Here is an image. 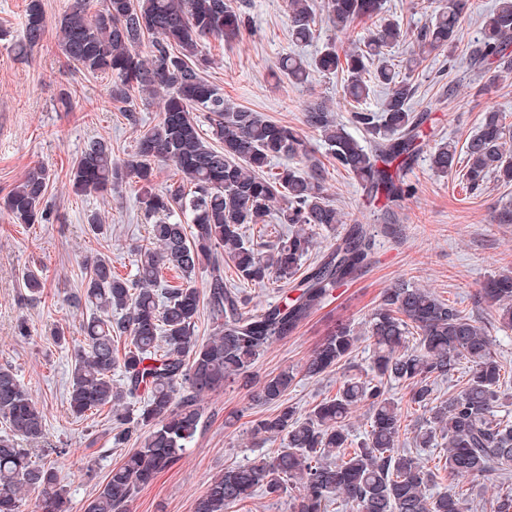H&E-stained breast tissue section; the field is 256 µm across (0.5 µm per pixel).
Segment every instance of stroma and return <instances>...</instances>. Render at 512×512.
<instances>
[{"instance_id":"stroma-1","label":"stroma","mask_w":512,"mask_h":512,"mask_svg":"<svg viewBox=\"0 0 512 512\" xmlns=\"http://www.w3.org/2000/svg\"><path fill=\"white\" fill-rule=\"evenodd\" d=\"M444 2L385 0L384 15L413 33ZM43 3L49 22L45 38L20 57L12 46L22 33L26 0H0V197L29 167L42 164L51 174L45 196L50 222L20 224L0 212V366L20 376L45 413L47 438L37 444L34 457L62 450L58 463L71 512H84L108 472L139 443L113 445L117 428L110 409L80 419L68 410L73 347L83 339L80 324L86 316L72 298L82 289L84 259L100 250H107L118 274H131L130 250L145 242L149 222L132 184L107 196L78 197L71 191L69 175L94 139L111 141L116 157L126 158L138 134L158 122L160 106L154 99L137 101L139 122L129 124L121 104L110 99V77L87 73L60 50L54 21L70 0ZM231 3L243 6L247 29L231 42L208 38L202 43L203 55L212 61L204 75L225 98L291 125L302 124L308 102L322 100L341 121H348L351 107L342 97L339 76L316 73L303 85L270 76L280 58H308L317 50L318 44L290 40L288 0ZM464 57L463 48L451 56L440 51L412 73L413 107L430 109L439 137L458 142L479 128L488 111H501L512 123V78L488 82L466 69ZM305 141L324 162L327 193L344 222L383 223L384 210L367 205L352 176L327 161L318 133L306 131ZM406 178L416 192L394 209L397 235L378 231L371 265L339 288L293 336L274 342L251 369L257 381L287 368L298 370L336 322L350 323L360 340L347 363L317 378L297 375L289 388L288 402L301 411L334 396L347 378L371 375L373 352L363 337L366 321L380 305L383 290L399 279L432 290L484 322L499 360L512 374V329L502 327L494 307L480 293L488 278L512 271V224L496 221L499 211L512 205V185L491 183L472 194L463 190L461 173L437 174L422 157ZM93 211L105 217V242L87 230L86 217ZM29 267L41 269L45 277V288L34 300L22 282ZM22 318L31 330L26 339L16 331ZM58 326L66 332V344H57L51 334ZM200 407L201 428L191 449L153 483L136 490L129 512H193L194 500L214 476L277 450V443H259L252 434L254 421L273 408L252 402L249 387L225 384L223 390L203 396Z\"/></svg>"}]
</instances>
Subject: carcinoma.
Returning <instances> with one entry per match:
<instances>
[{
	"mask_svg": "<svg viewBox=\"0 0 512 512\" xmlns=\"http://www.w3.org/2000/svg\"><path fill=\"white\" fill-rule=\"evenodd\" d=\"M468 0H447L419 31L409 34L398 21L385 19L339 53L325 44L310 61L285 56L275 76L295 85L311 73L339 74L343 98L359 105L350 122L352 135L323 101L309 103L303 124L317 131L336 168L358 181L363 195L389 203L414 195L415 187L394 166L408 167L422 153L439 174L456 170L458 150L465 153L466 185L480 191L493 181L512 184V127L492 111L462 148L432 140L430 112L411 105V73L431 53L453 55L461 41L460 20ZM328 21L345 35L357 21L383 13V0H324ZM314 0H289V34L296 43L316 39ZM246 18L231 0H104L92 14L87 0H72L55 21L62 54L83 70L111 76L112 101L124 105L135 123V90L161 99L157 124L145 130L127 157L112 155V144L90 142L75 161L69 178L79 196L108 194L128 179L138 186V203L156 218L148 242L135 250V273L121 277L110 257L98 253L90 263L75 301L90 310L83 323L85 347L75 354L68 405L82 418L110 407L122 426L114 435L119 448L131 439L141 447L114 468L86 512H127L135 490L151 483L190 448L201 427L198 398L239 378H247L269 346L293 335L329 297L356 277L371 259L374 234L365 224H351L322 261L306 271L294 298L253 310L224 284L219 259L233 264L247 283L290 280L313 246L316 229L342 223L325 194V169L308 156L303 129L242 109L209 84L203 71L209 59L200 42L237 39ZM47 21L42 0H27L19 54L39 45ZM410 42L409 56L398 62L391 50ZM512 0H497L484 18L479 36L468 43L466 61L476 73L512 74ZM382 88L377 111L362 107ZM203 113L214 146L199 134ZM294 158L303 167L271 168L275 159ZM170 165L178 179L163 190L155 186L157 166ZM50 181L43 166L27 170L21 182L0 198V210L20 224L49 221L43 207ZM283 204L272 210L278 201ZM279 224L296 231L276 247L263 250L240 229L264 224L271 212ZM212 266L207 303L214 333L201 341L195 334L201 293L193 274ZM180 273L171 286L163 271ZM24 288L37 295L42 275L29 270ZM484 298L498 305L503 326L512 327V274L490 279ZM374 358L369 380L351 378L333 399L303 415L284 399L296 372L283 370L264 378L254 397L275 406L257 420L253 434L262 442L280 439L275 456L230 467L197 497L194 512H231L261 489L280 498L297 492L294 512H325L341 494L351 512H466L469 492L441 486L437 475L406 449L404 412L387 396L385 382L401 381L408 402L429 413L426 427L414 430L416 448L442 447L443 469L453 480L468 478L495 484L490 512H512V420L499 408L512 402L487 328L433 292L399 279L386 289L381 306L368 321ZM416 333L415 344L406 339ZM129 342L118 356L115 337ZM359 336L339 322L301 367L319 376L346 362ZM463 369L464 386L436 402L433 383ZM121 383H112V372ZM368 407L370 425L353 446L347 427L351 410ZM45 418L26 384L10 367L0 366V512H20L23 491L41 495L42 512H66L67 497L53 461L34 459L25 443L44 436Z\"/></svg>",
	"mask_w": 512,
	"mask_h": 512,
	"instance_id": "carcinoma-1",
	"label": "carcinoma"
}]
</instances>
